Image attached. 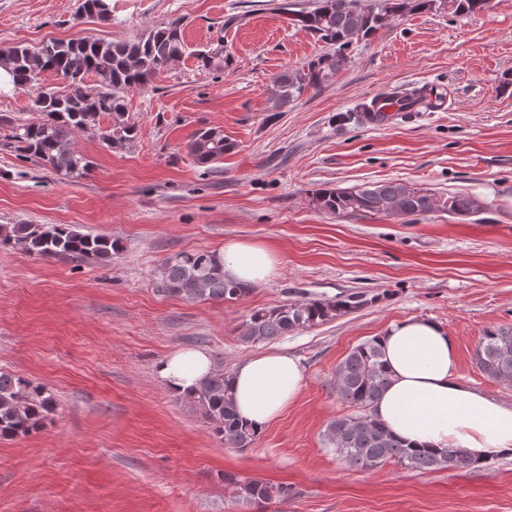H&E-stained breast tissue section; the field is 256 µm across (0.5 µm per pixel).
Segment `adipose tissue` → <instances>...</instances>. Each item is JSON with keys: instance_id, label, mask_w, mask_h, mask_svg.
<instances>
[{"instance_id": "obj_1", "label": "adipose tissue", "mask_w": 512, "mask_h": 512, "mask_svg": "<svg viewBox=\"0 0 512 512\" xmlns=\"http://www.w3.org/2000/svg\"><path fill=\"white\" fill-rule=\"evenodd\" d=\"M225 276L256 285L276 267L268 249L248 243L225 245ZM391 383L372 414L398 437L435 448H458L476 458L512 452V403L494 399L458 379L453 336L437 322L409 317L393 323L380 338ZM208 355L188 350L158 366L162 380L180 392L211 372ZM303 372L297 358L268 352L241 361L232 373L240 417L264 429L292 403Z\"/></svg>"}]
</instances>
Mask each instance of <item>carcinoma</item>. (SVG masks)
Returning <instances> with one entry per match:
<instances>
[{"instance_id":"cac0c4a2","label":"carcinoma","mask_w":512,"mask_h":512,"mask_svg":"<svg viewBox=\"0 0 512 512\" xmlns=\"http://www.w3.org/2000/svg\"><path fill=\"white\" fill-rule=\"evenodd\" d=\"M438 0H316L311 10L292 9L277 0L273 9L288 15L295 26L329 45L325 52L295 71L282 72L273 82L271 99L277 108L298 99L308 89H318L347 66L348 48L355 41H368L390 22L435 7ZM457 15L484 10L487 0H446ZM101 22L112 20L110 0H81L76 15ZM179 19L159 24L149 34L133 41L112 42L90 36L48 39L36 46L17 44L0 50V66L7 69L13 88L26 91L38 86L33 101L37 117L29 120L0 114L5 131L3 146L24 161L74 179L90 175L91 162L70 148L77 132H92L106 145L135 141L137 125L126 115L125 97L147 86L172 61L186 53ZM205 70L224 68V42L196 53ZM52 72L66 82L59 92L39 86L41 74ZM112 122L104 127L100 117ZM236 144L215 128H202L189 144V153L199 164H209L234 150ZM313 206L330 215H386L408 217L432 212L470 217L484 209L478 199L464 194L438 195L402 182L365 183L351 188L318 189L311 193ZM20 246L31 255L64 261L75 266L88 259L107 263L118 245L107 235L84 234L69 224L0 225V248ZM157 288L189 301L232 302L250 288L227 279L224 264L215 253L180 252L165 259ZM377 297L351 292L334 300L308 299L253 311L240 325V338L260 343L311 328L340 315L375 303ZM474 364L485 376L512 385V328L486 331L474 353ZM390 384L378 339L373 337L353 348L335 370L338 400L354 413L331 421L327 441L348 466L377 469L396 462L413 472L476 468L480 462L457 448L420 449L398 439L372 416L375 401ZM198 409L212 433L229 448L245 450L253 445L257 431L239 417L229 376L221 371L205 376L192 392L182 396ZM53 394L16 374L0 371V439H14L37 431L45 415L54 410ZM224 485L233 489L235 501L247 505L285 501L291 495L286 484L242 481L224 475Z\"/></svg>"}]
</instances>
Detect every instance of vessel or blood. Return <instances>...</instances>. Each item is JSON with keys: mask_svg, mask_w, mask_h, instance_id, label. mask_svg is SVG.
I'll list each match as a JSON object with an SVG mask.
<instances>
[{"mask_svg": "<svg viewBox=\"0 0 512 512\" xmlns=\"http://www.w3.org/2000/svg\"><path fill=\"white\" fill-rule=\"evenodd\" d=\"M445 106L444 98L435 92L433 86L423 84L372 97L362 109V118L368 126L381 127L400 113L439 112Z\"/></svg>", "mask_w": 512, "mask_h": 512, "instance_id": "vessel-or-blood-1", "label": "vessel or blood"}]
</instances>
